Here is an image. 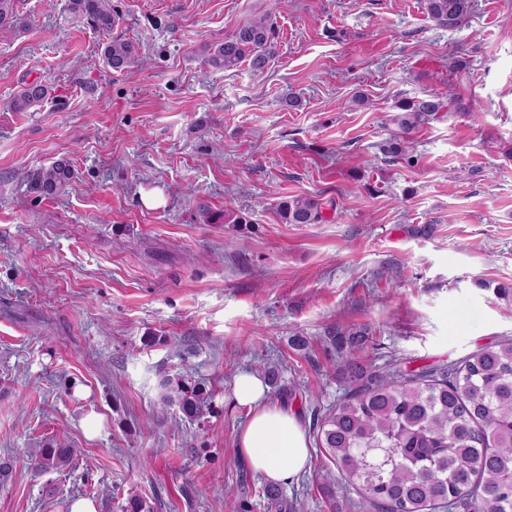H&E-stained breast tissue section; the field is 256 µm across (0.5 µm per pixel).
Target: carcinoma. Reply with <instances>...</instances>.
Listing matches in <instances>:
<instances>
[{
    "label": "carcinoma",
    "mask_w": 512,
    "mask_h": 512,
    "mask_svg": "<svg viewBox=\"0 0 512 512\" xmlns=\"http://www.w3.org/2000/svg\"><path fill=\"white\" fill-rule=\"evenodd\" d=\"M75 8L101 30L119 21L109 0H74ZM471 0H425L428 15L453 28L468 16ZM16 0H0V34L17 29ZM277 54L268 16H256L224 42L209 49L206 64L233 70L249 62L262 72ZM140 46L116 39L104 49L115 71L139 61ZM49 87L32 81L10 102L15 112L42 106ZM434 95L403 100L390 122L396 127L383 151L404 159L412 134L438 118ZM73 177L69 165L55 163L36 175L47 194L62 190ZM324 203L300 195L279 203L285 224H320ZM369 330L338 326L327 330L336 347V370L348 384L344 399L313 419L317 440L348 481L360 487V512H512V338L482 347L462 360L440 367L407 370L396 365L376 373L354 357ZM165 405H175L191 422L209 413L210 396L200 387L162 383ZM76 455L52 441L27 452L26 463L38 473L63 472ZM278 512H306L300 501L288 503L274 485L264 488Z\"/></svg>",
    "instance_id": "obj_1"
}]
</instances>
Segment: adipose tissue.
Instances as JSON below:
<instances>
[{"label": "adipose tissue", "mask_w": 512, "mask_h": 512, "mask_svg": "<svg viewBox=\"0 0 512 512\" xmlns=\"http://www.w3.org/2000/svg\"><path fill=\"white\" fill-rule=\"evenodd\" d=\"M267 386L252 373L241 374L234 398L250 407L252 416L240 434V448L253 469L272 482L306 469L309 452L305 430L290 410L266 403Z\"/></svg>", "instance_id": "ef3b65f1"}]
</instances>
